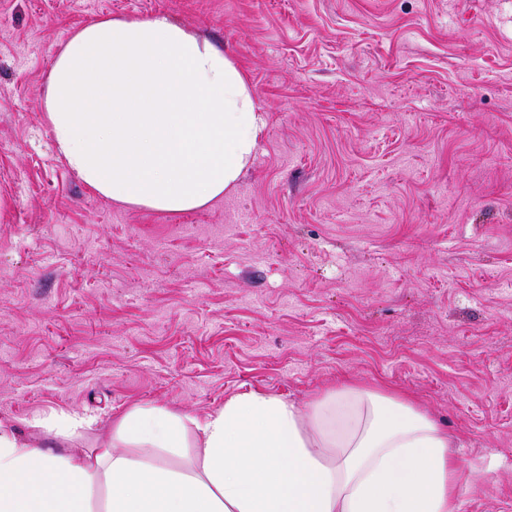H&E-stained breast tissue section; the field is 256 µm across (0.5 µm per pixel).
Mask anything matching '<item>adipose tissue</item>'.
<instances>
[{
  "mask_svg": "<svg viewBox=\"0 0 512 512\" xmlns=\"http://www.w3.org/2000/svg\"><path fill=\"white\" fill-rule=\"evenodd\" d=\"M42 112L85 185L168 213L223 199L263 128L237 64L164 15L75 29L50 68ZM190 426L200 468L127 453L178 447ZM112 439L59 455L0 429V512H94L101 486L103 512H456L447 431L379 391L348 387L304 408L250 391L192 420L137 407Z\"/></svg>",
  "mask_w": 512,
  "mask_h": 512,
  "instance_id": "1",
  "label": "adipose tissue"
}]
</instances>
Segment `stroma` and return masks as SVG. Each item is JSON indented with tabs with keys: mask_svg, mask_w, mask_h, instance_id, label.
Instances as JSON below:
<instances>
[{
	"mask_svg": "<svg viewBox=\"0 0 512 512\" xmlns=\"http://www.w3.org/2000/svg\"><path fill=\"white\" fill-rule=\"evenodd\" d=\"M158 14L264 118L178 214L86 187L41 109L75 28ZM344 385L425 409L466 512H512V0H0V424L62 452L137 406ZM71 412L97 423L34 424ZM91 422L85 417L74 413L63 417L50 416L38 423L49 433L54 432L56 436L71 437L81 433V430L89 427Z\"/></svg>",
	"mask_w": 512,
	"mask_h": 512,
	"instance_id": "obj_1",
	"label": "stroma"
}]
</instances>
